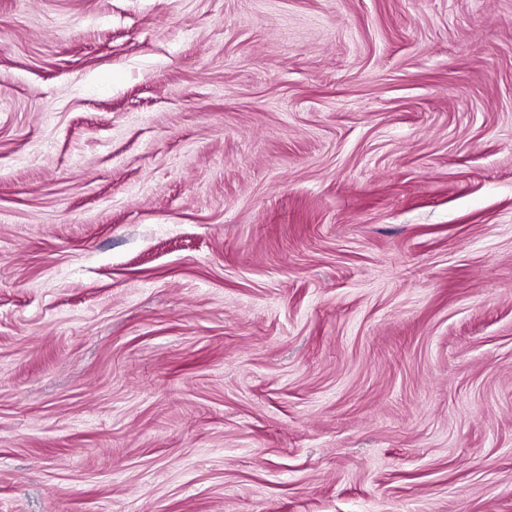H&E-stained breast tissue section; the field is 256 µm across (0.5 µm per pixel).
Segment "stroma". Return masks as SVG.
<instances>
[{"label":"stroma","instance_id":"obj_1","mask_svg":"<svg viewBox=\"0 0 512 512\" xmlns=\"http://www.w3.org/2000/svg\"><path fill=\"white\" fill-rule=\"evenodd\" d=\"M0 512H512V0H0Z\"/></svg>","mask_w":512,"mask_h":512}]
</instances>
